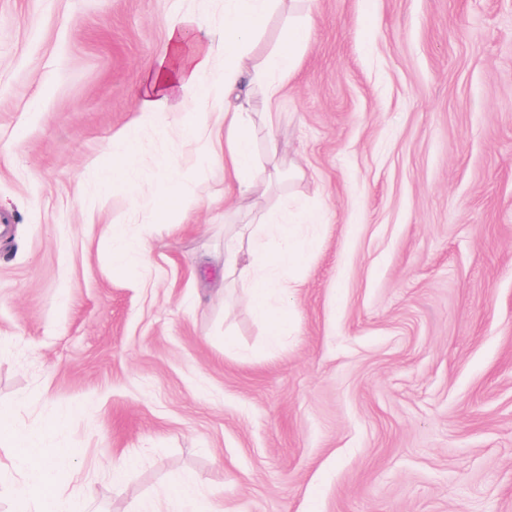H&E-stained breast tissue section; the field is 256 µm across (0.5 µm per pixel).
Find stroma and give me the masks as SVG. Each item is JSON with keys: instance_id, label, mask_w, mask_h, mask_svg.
<instances>
[{"instance_id": "35a3bbf8", "label": "stroma", "mask_w": 512, "mask_h": 512, "mask_svg": "<svg viewBox=\"0 0 512 512\" xmlns=\"http://www.w3.org/2000/svg\"><path fill=\"white\" fill-rule=\"evenodd\" d=\"M314 26L224 212V171L160 127L105 189L170 20L224 0H0V416L41 430L71 512H148L191 479L214 512H512V0H282ZM182 166L180 224L153 223ZM325 214L270 343L224 236L284 200ZM148 237L151 287L112 265ZM65 416L67 428L51 422Z\"/></svg>"}]
</instances>
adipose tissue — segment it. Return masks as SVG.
<instances>
[{
  "label": "adipose tissue",
  "instance_id": "adipose-tissue-1",
  "mask_svg": "<svg viewBox=\"0 0 512 512\" xmlns=\"http://www.w3.org/2000/svg\"><path fill=\"white\" fill-rule=\"evenodd\" d=\"M275 8L274 0H224V32L219 43L182 55L181 49L193 25L192 20L177 18L168 25L171 54L158 57L148 69L141 89L142 122L161 116L181 117V136L205 154L215 157L224 168V176L239 195L265 190L276 176L275 171L260 164L252 148V116L248 110L254 94H261L266 106L275 105L284 82L295 72L306 48L311 30L310 17H296L288 22L281 45L261 70H247L248 47L259 32L266 16ZM221 54L223 65L213 69L214 54ZM209 74L205 90H198V78ZM235 97V105H223L226 97ZM206 113L205 122H197V113ZM317 212H302L298 220L282 216L274 220L263 216L224 243V273L249 291L252 310L266 322L272 338L286 335L289 319L286 310L271 303L274 290H287V283H273L272 272H286L301 258V230L306 225L322 223ZM112 262L121 270H134L141 283H148V241H126L120 229H112ZM277 249H270V242ZM37 431L17 425L12 420L0 422V439L22 450L32 472L52 466L60 472L70 471L66 456L45 462L36 444ZM15 496L20 512H70L66 499L53 487L32 480L16 483Z\"/></svg>",
  "mask_w": 512,
  "mask_h": 512
}]
</instances>
